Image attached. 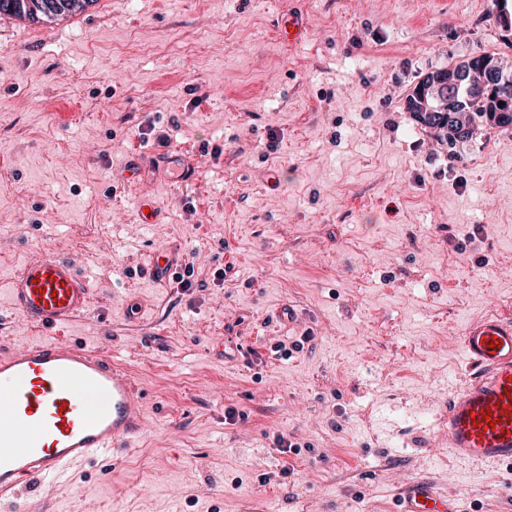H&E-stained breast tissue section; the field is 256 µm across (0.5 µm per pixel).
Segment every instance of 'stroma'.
I'll list each match as a JSON object with an SVG mask.
<instances>
[{"label": "stroma", "instance_id": "1", "mask_svg": "<svg viewBox=\"0 0 512 512\" xmlns=\"http://www.w3.org/2000/svg\"><path fill=\"white\" fill-rule=\"evenodd\" d=\"M288 11L311 28L291 53ZM511 40L477 0L0 15V346L43 338L11 275L66 257L92 289L69 335L147 394L116 461L37 483L21 512H391L410 477L512 512L505 466L454 460L435 422L464 326L512 314V127L451 148L405 108L421 76ZM143 146L197 156L194 181L128 177ZM160 250L192 288L148 276Z\"/></svg>", "mask_w": 512, "mask_h": 512}]
</instances>
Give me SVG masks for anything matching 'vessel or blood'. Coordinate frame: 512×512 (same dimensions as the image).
Returning <instances> with one entry per match:
<instances>
[{
	"label": "vessel or blood",
	"instance_id": "1",
	"mask_svg": "<svg viewBox=\"0 0 512 512\" xmlns=\"http://www.w3.org/2000/svg\"><path fill=\"white\" fill-rule=\"evenodd\" d=\"M289 47L308 37L304 21L278 30ZM10 309L29 323L66 328L86 312L91 292L71 260L49 254L26 259L7 285ZM465 370L437 422L458 460L512 464V317L487 315L462 332ZM0 512H17L22 487L58 478L76 463L112 457L140 433L147 398L129 372L100 351L66 341L0 350ZM103 395L86 412L85 396ZM399 512H460L455 496L408 479Z\"/></svg>",
	"mask_w": 512,
	"mask_h": 512
}]
</instances>
